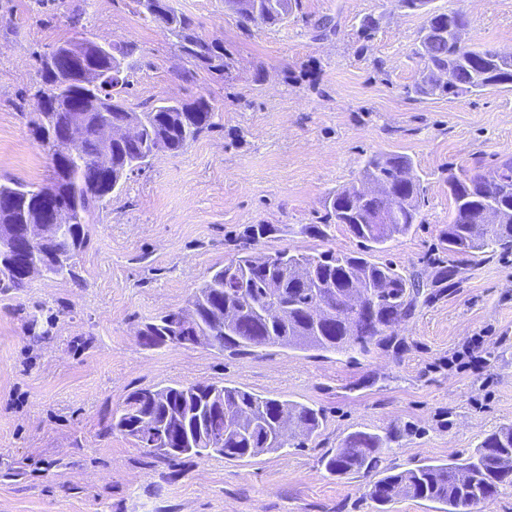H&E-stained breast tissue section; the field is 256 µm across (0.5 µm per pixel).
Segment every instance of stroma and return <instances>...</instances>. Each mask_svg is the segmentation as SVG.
<instances>
[{
	"label": "stroma",
	"instance_id": "obj_1",
	"mask_svg": "<svg viewBox=\"0 0 512 512\" xmlns=\"http://www.w3.org/2000/svg\"><path fill=\"white\" fill-rule=\"evenodd\" d=\"M197 35L223 41L229 67L195 65L135 0H0V184L52 178L31 136L40 86L34 51L66 39L137 43L127 106L205 96L214 128L177 154L156 153L100 207L74 277L0 293V512H376L370 476L339 479L325 459L357 429L403 435L381 468L467 456L512 425V254L456 258L452 281L396 329L395 344L350 360L300 349L247 356L206 346L148 348L136 333L185 306L232 258L246 227L271 225L262 251L356 250L343 226L321 240L324 201L384 152L411 158L423 189L412 232L382 260L431 279L448 222V171L512 155V90L417 96L426 17L398 0H298L273 27H242L224 0H171ZM462 10L466 44L512 54V0H433ZM81 15L72 27V15ZM373 16L370 40L358 37ZM483 367L452 357L471 338ZM210 382L301 402L324 415L304 447L170 466L111 430L138 389Z\"/></svg>",
	"mask_w": 512,
	"mask_h": 512
}]
</instances>
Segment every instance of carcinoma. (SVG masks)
I'll return each mask as SVG.
<instances>
[{
  "label": "carcinoma",
  "mask_w": 512,
  "mask_h": 512,
  "mask_svg": "<svg viewBox=\"0 0 512 512\" xmlns=\"http://www.w3.org/2000/svg\"><path fill=\"white\" fill-rule=\"evenodd\" d=\"M400 2L410 11L424 9L427 15L416 53L421 67L415 93L444 96L512 86V62L491 49L466 46L453 35L469 25L463 11L429 10L431 0ZM225 5L243 27L275 26L292 11V0H225ZM140 13L173 37L187 58L214 73L222 74L229 68L224 42L200 39L190 17L173 8L158 16L143 9ZM66 44L80 48L85 67L100 72L105 79L95 83L73 72L62 80L40 73L31 132L43 146L50 129L46 118L60 125L79 117L84 124L80 153L73 157L49 154L54 178L45 186L29 190L23 184L0 185L3 242L21 241L25 226L39 223V209L48 200L79 216L67 235H49L43 248L45 258L58 253L67 256V266L51 272L61 277L74 275L77 257L89 241L88 224L95 211L132 172L157 152H182L215 126L213 108L202 95L173 109L158 104L145 112L129 110L123 97L130 84L128 76L120 77L118 83L108 76L116 57L98 53L93 41L68 40ZM450 69L455 72L454 82L437 79ZM104 112L112 123H132L139 131L133 137L105 143ZM105 149L110 153L107 167L97 162ZM412 170L407 156L372 155L364 163L361 180L373 179L380 186L378 192L364 196L357 185H345L327 197L322 223L300 226L299 233L324 238L327 228L341 224L358 240L357 252L295 254L284 249V264H271L267 253L256 248L269 228L265 224L249 226L244 233L246 241L234 258L236 268L216 270L186 307L144 326L154 337L151 346H181L193 336H212L208 346L233 355L280 347L365 357L374 347L391 342L394 325L413 314L419 298L429 300L437 294L435 288L456 275L454 265H442L427 285L413 272L404 274L389 262L375 260L376 255L387 251L388 243L408 234L418 221L420 181L415 176L410 181L403 178ZM487 174L494 184L484 188L478 178ZM448 194L452 209L442 236L448 256L478 258L512 253V155L498 160L488 171L475 165L458 175L449 174ZM489 197L505 211L507 223H482V210ZM291 268L302 270L307 282H294ZM428 286L433 291L427 294ZM354 292L371 295L370 307L359 321L348 303ZM322 305L332 311V317L316 323L310 312ZM146 418L167 421L165 437L155 440L152 453L169 461L199 455L201 435L220 443L224 458L229 460L300 448L303 443L295 445L293 438L301 435L308 439L323 424V414L309 405L213 383L138 389L112 416L111 429L144 448L139 423ZM400 434L396 427L383 432H351L327 459L326 470L338 478L369 473ZM506 486H512V426L487 434L463 459L400 472L385 470L369 485L367 495L377 512H388L387 505L401 497L435 503L437 512H485Z\"/></svg>",
  "instance_id": "carcinoma-1"
}]
</instances>
